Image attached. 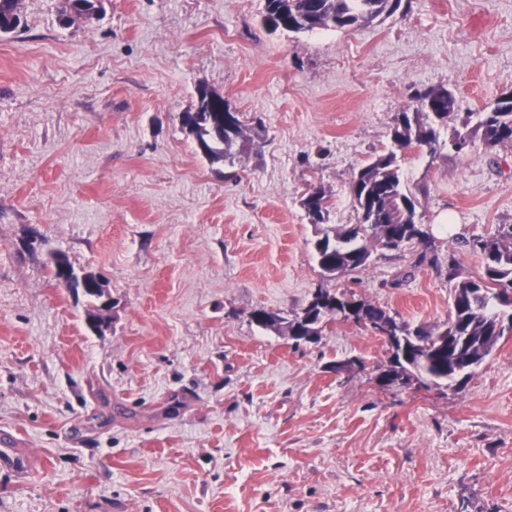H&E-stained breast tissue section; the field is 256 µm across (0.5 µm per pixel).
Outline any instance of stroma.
Returning <instances> with one entry per match:
<instances>
[{
	"instance_id": "obj_1",
	"label": "stroma",
	"mask_w": 512,
	"mask_h": 512,
	"mask_svg": "<svg viewBox=\"0 0 512 512\" xmlns=\"http://www.w3.org/2000/svg\"><path fill=\"white\" fill-rule=\"evenodd\" d=\"M62 2L19 0L0 37V432L35 464L0 468V512H512V337L462 388H392L364 325L299 343L251 319L349 288L447 321L448 260L477 276L473 240L512 225V146L401 158L435 267L410 242L325 276L301 199L324 188L356 223L351 176L419 92L462 116L512 92V0L297 34L266 32L262 0H104L66 27ZM201 88L249 129L234 164L181 127ZM52 250L102 279L99 329Z\"/></svg>"
}]
</instances>
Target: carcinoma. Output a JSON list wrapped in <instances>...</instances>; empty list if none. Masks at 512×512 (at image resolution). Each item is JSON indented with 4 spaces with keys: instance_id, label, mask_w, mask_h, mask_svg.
<instances>
[{
    "instance_id": "cac0c4a2",
    "label": "carcinoma",
    "mask_w": 512,
    "mask_h": 512,
    "mask_svg": "<svg viewBox=\"0 0 512 512\" xmlns=\"http://www.w3.org/2000/svg\"><path fill=\"white\" fill-rule=\"evenodd\" d=\"M19 0H0V35L15 32L21 22ZM403 0H264L261 25L270 32L278 30L302 33L316 29L346 31L363 26L380 16H393ZM104 12V0H64L59 23L70 25L79 19H92ZM456 101L429 89L418 94L416 105L398 113L390 134V145L354 173L349 192L357 212V223L347 228L328 224L331 196L321 187H313L302 200L317 238L314 247L318 265L327 277L365 268L375 246L396 250L411 241L428 244L429 234L420 225L417 194L423 187L410 189L403 184L399 153L415 146L432 154L439 147L440 128L448 124V107ZM182 128L193 136L202 155L210 162L234 163L237 146L247 140L242 121L234 119L224 126V97L198 91V106L180 116ZM474 132L489 147L512 145V92L500 96L487 112L480 113ZM483 260L477 277L458 279L453 257H448V279L456 281L448 321L430 329L412 328L399 322L383 309L356 297L353 292L332 293L319 288L309 303L288 319L259 309L251 319L259 326L284 329L290 336H312L316 322L325 311L336 306L358 304L364 317L388 320L407 335L434 336L443 346L429 354L409 353L407 362L400 354L388 359L397 371L400 386L425 378L436 385L455 383L461 388L471 374V365L482 364L512 327L502 328L501 311L505 297L512 296V229L473 243ZM46 267L51 278L74 294L98 298L95 274H76L67 255L48 254Z\"/></svg>"
}]
</instances>
